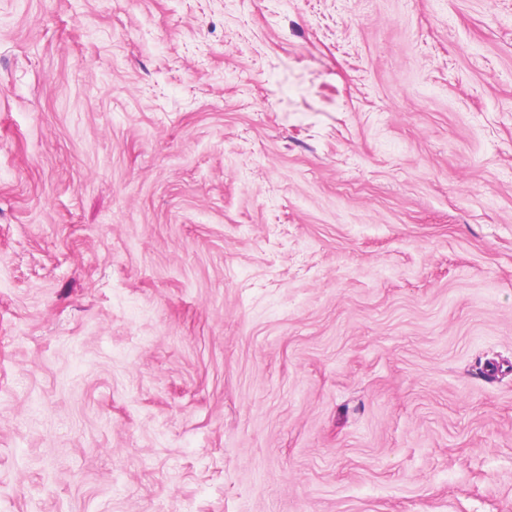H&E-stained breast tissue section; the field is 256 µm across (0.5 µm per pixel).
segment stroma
Here are the masks:
<instances>
[{"label":"stroma","mask_w":512,"mask_h":512,"mask_svg":"<svg viewBox=\"0 0 512 512\" xmlns=\"http://www.w3.org/2000/svg\"><path fill=\"white\" fill-rule=\"evenodd\" d=\"M0 512H512V0H0Z\"/></svg>","instance_id":"obj_1"}]
</instances>
